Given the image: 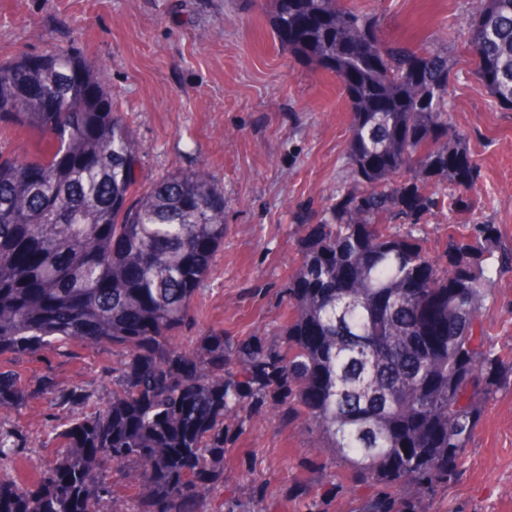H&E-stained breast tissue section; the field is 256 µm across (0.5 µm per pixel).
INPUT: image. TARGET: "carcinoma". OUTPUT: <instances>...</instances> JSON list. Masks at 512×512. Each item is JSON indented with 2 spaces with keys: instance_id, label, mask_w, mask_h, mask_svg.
Masks as SVG:
<instances>
[{
  "instance_id": "obj_1",
  "label": "carcinoma",
  "mask_w": 512,
  "mask_h": 512,
  "mask_svg": "<svg viewBox=\"0 0 512 512\" xmlns=\"http://www.w3.org/2000/svg\"><path fill=\"white\" fill-rule=\"evenodd\" d=\"M272 3L280 44L335 74L353 112L349 185L298 224L279 345L222 331L172 342L224 243V193L200 172L136 190L140 145L104 66L57 46L0 64V123L36 135L30 155L0 156V357L60 343L120 352L111 400L69 423L42 471L0 477V512H101L128 466L130 512H210L224 444L266 405L382 488L351 512H426L512 376L481 322L497 226L450 224L437 256L418 231L435 208H469L459 190L478 178L450 121L448 52L389 45L378 19L341 0ZM465 41L512 110V0H474ZM38 388L58 404L85 399ZM29 396L0 370V408ZM17 447L0 438V468L21 470Z\"/></svg>"
}]
</instances>
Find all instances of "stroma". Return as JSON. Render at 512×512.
<instances>
[{
    "label": "stroma",
    "mask_w": 512,
    "mask_h": 512,
    "mask_svg": "<svg viewBox=\"0 0 512 512\" xmlns=\"http://www.w3.org/2000/svg\"><path fill=\"white\" fill-rule=\"evenodd\" d=\"M343 2L377 15L386 41L448 51L451 119L479 170L466 191L476 209L436 211L422 229L439 243L452 224L498 225V273L481 321L512 356V110L490 97L462 39L448 37L462 31L470 0ZM51 43L106 64L112 102L141 147L138 188L199 172L224 192V242L176 343L195 346L213 330L239 343L282 341L297 224L321 215L348 168L352 111L336 76L274 39L270 0H0V63ZM115 358L111 349L77 345L0 358V367L23 379L45 377L88 395L63 406L39 394L21 409L0 410V432L24 440L27 474L61 450L55 428L104 408ZM379 491L332 460L300 421L263 409L227 444L224 487L212 502L233 498L252 512H351ZM425 507L512 512V385L489 400L455 480Z\"/></svg>",
    "instance_id": "stroma-1"
}]
</instances>
